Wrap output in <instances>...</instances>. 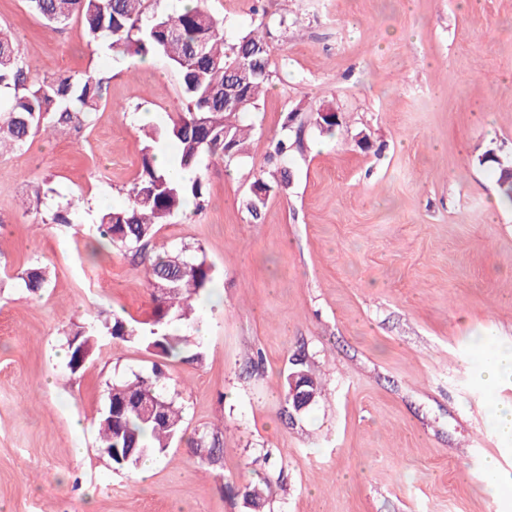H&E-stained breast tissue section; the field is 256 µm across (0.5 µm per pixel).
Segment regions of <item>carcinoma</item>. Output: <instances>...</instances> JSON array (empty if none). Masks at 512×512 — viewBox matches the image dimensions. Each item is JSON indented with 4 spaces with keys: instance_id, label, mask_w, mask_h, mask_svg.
I'll return each mask as SVG.
<instances>
[{
    "instance_id": "obj_1",
    "label": "carcinoma",
    "mask_w": 512,
    "mask_h": 512,
    "mask_svg": "<svg viewBox=\"0 0 512 512\" xmlns=\"http://www.w3.org/2000/svg\"><path fill=\"white\" fill-rule=\"evenodd\" d=\"M31 9L48 25L59 29L76 18L93 42L106 41L116 57L131 53L145 59L160 55L177 71L186 99L185 108L161 125L144 131L141 166L126 190L127 202L99 215L100 239L130 254L132 259L150 263L153 298L152 316L145 322L114 316L89 326H79L67 338L68 364L76 349L93 353L100 336L140 343L160 357L187 356L203 359L198 343L181 334L198 322L195 298L214 284V271L201 248L167 250L154 257L146 249L156 234V226L193 204L192 213L202 211L207 202L205 180L197 176L180 183L155 163V145L176 144L175 161L181 168L195 169L204 156L226 164L248 150L251 125L248 116L260 105L271 83V50L267 35L256 28L234 36H224V20L198 5L183 11H148L147 0H28ZM244 100L237 107L224 103L227 83ZM0 88L15 91L5 105L0 104V152L11 144L21 148L41 128L88 124L103 98L104 78L86 72L61 75L52 80L33 81L29 69L10 35L0 31ZM294 148L290 124L270 139L265 160L272 170L260 171L255 190L243 201L253 220H258L270 192L288 191L291 172L288 158ZM78 208L68 203L50 216L52 224H74ZM24 287L35 292L46 282L45 268L35 264L20 276ZM165 375L158 367L151 374H136L130 380L108 385L112 399L105 401L98 416V444L112 449L117 469L135 468L151 457L167 452L181 431V408L168 394ZM161 398L150 415L140 410L143 399ZM207 460L200 466L214 467L224 455L219 435L207 432ZM243 497L255 512L264 507L260 489L249 483Z\"/></svg>"
}]
</instances>
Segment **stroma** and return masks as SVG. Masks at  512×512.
<instances>
[{"label": "stroma", "mask_w": 512, "mask_h": 512, "mask_svg": "<svg viewBox=\"0 0 512 512\" xmlns=\"http://www.w3.org/2000/svg\"><path fill=\"white\" fill-rule=\"evenodd\" d=\"M204 5L232 32L264 10L274 79L250 153L204 160L207 208L148 247L203 246L215 282L196 302L202 362L163 361L182 431L142 480L100 453L96 419L108 384L156 355L103 336L74 373L66 337L152 314L148 264L100 247L94 223L140 169L142 115L185 107L179 78L159 56L113 61L79 20L55 31L27 0H0L32 74L108 79L88 126L0 154V512H249L241 488L258 480L264 512H512L485 467L512 477V438L488 419L512 406V374L483 381L474 344L512 342V209L490 213L498 170L476 161L512 160V0ZM286 10L295 25H279ZM325 108L345 119L331 136L315 127ZM292 111L291 187L251 219L249 185ZM69 201L77 222L49 223ZM32 263L48 273L34 293ZM295 357L325 389L297 415ZM214 426L224 457L207 469L191 448Z\"/></svg>", "instance_id": "obj_1"}]
</instances>
